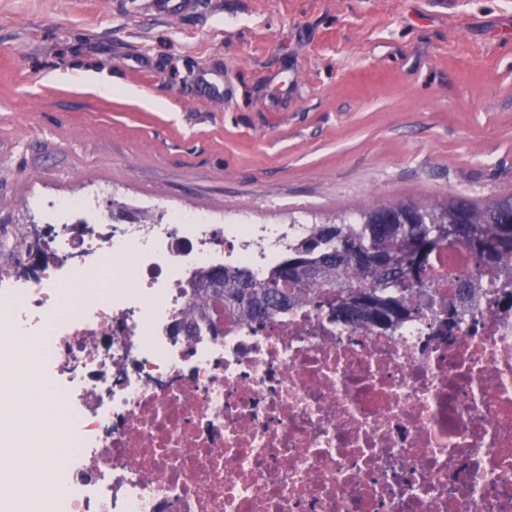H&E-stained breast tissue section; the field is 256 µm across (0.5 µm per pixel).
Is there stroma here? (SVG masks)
<instances>
[{
	"mask_svg": "<svg viewBox=\"0 0 512 512\" xmlns=\"http://www.w3.org/2000/svg\"><path fill=\"white\" fill-rule=\"evenodd\" d=\"M0 0V221L512 195V0ZM93 72L113 90L80 81ZM197 0H154V9L163 15L181 16L197 9Z\"/></svg>",
	"mask_w": 512,
	"mask_h": 512,
	"instance_id": "stroma-1",
	"label": "stroma"
}]
</instances>
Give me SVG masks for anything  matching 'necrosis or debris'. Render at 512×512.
Returning a JSON list of instances; mask_svg holds the SVG:
<instances>
[{
    "label": "necrosis or debris",
    "mask_w": 512,
    "mask_h": 512,
    "mask_svg": "<svg viewBox=\"0 0 512 512\" xmlns=\"http://www.w3.org/2000/svg\"><path fill=\"white\" fill-rule=\"evenodd\" d=\"M0 224V319L37 337L75 452L65 512H512V273L442 249L413 316L354 329L303 303L174 325L214 266L257 277L304 224H126L74 198Z\"/></svg>",
    "instance_id": "necrosis-or-debris-1"
}]
</instances>
